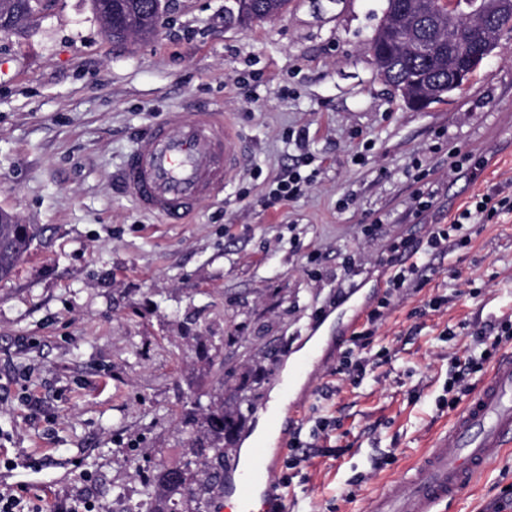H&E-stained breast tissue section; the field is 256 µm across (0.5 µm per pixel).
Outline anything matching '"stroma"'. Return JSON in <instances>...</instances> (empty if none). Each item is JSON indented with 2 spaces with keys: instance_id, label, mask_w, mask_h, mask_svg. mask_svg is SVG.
Segmentation results:
<instances>
[{
  "instance_id": "stroma-1",
  "label": "stroma",
  "mask_w": 512,
  "mask_h": 512,
  "mask_svg": "<svg viewBox=\"0 0 512 512\" xmlns=\"http://www.w3.org/2000/svg\"><path fill=\"white\" fill-rule=\"evenodd\" d=\"M233 0H166L154 34L113 41L92 0H49L26 29L0 32V211L31 232L0 280V493L67 512H127L149 467L173 462L194 403L282 404L288 363L326 330L298 420L334 421V452L288 472L274 448L270 489L288 512H368L384 486L446 430L462 325L512 316V214L424 257L420 287L369 337L362 377L341 370L353 314L391 271L393 242L425 244L476 194L512 186V31L459 89L407 104L368 50L386 0H289L239 24ZM208 106L243 134L245 163L184 224L121 196L117 176L148 126ZM306 130L313 184L270 203ZM467 156L454 169L455 155ZM438 183L415 214L414 174ZM444 295L440 310H425ZM512 453L440 512H499Z\"/></svg>"
}]
</instances>
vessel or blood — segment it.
<instances>
[{
    "label": "vessel or blood",
    "instance_id": "b4317fda",
    "mask_svg": "<svg viewBox=\"0 0 512 512\" xmlns=\"http://www.w3.org/2000/svg\"><path fill=\"white\" fill-rule=\"evenodd\" d=\"M241 134L226 113L210 108L180 113L177 129L147 128L123 169L120 189L144 212L181 224L198 203L222 195L242 167ZM266 441L251 438L224 466L222 512H287L284 502L257 500L260 477L272 465ZM512 448V354L501 356L479 391L458 406L447 431L437 434L410 466L401 487H383L369 512H438L476 476Z\"/></svg>",
    "mask_w": 512,
    "mask_h": 512
}]
</instances>
